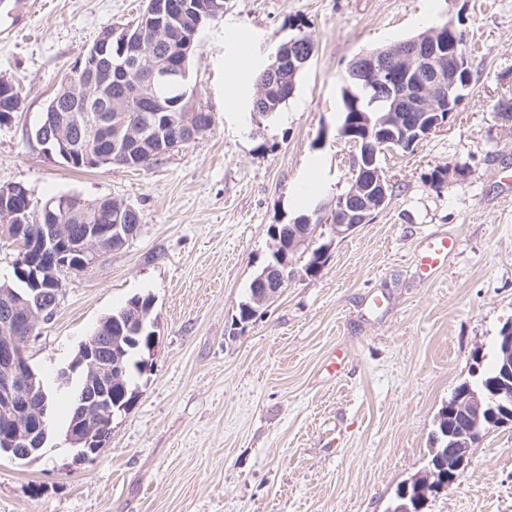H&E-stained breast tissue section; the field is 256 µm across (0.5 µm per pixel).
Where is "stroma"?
Listing matches in <instances>:
<instances>
[{
    "label": "stroma",
    "instance_id": "stroma-1",
    "mask_svg": "<svg viewBox=\"0 0 512 512\" xmlns=\"http://www.w3.org/2000/svg\"><path fill=\"white\" fill-rule=\"evenodd\" d=\"M142 7L38 0L0 43V78L23 95L0 127V185L23 182L38 201L115 198L141 215L123 250L67 280L31 366L51 379L136 294L153 296L159 334L105 448L83 457L65 443L60 402L38 458L0 455V512H387L431 458L439 409L512 319V119L499 108L512 100V0H224L191 69L211 130L147 168L74 170L35 131L73 63ZM449 20L473 73L459 107L413 150L381 155L386 208L345 238L322 227L320 271L294 257L278 299L239 323L269 226L349 187L355 150L338 129L350 61ZM300 31L315 51L294 95L253 112L232 74ZM434 235L458 246L425 279L417 255ZM422 512H512V425L486 435Z\"/></svg>",
    "mask_w": 512,
    "mask_h": 512
}]
</instances>
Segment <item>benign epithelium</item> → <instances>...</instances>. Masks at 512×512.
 I'll return each instance as SVG.
<instances>
[{
	"label": "benign epithelium",
	"instance_id": "benign-epithelium-1",
	"mask_svg": "<svg viewBox=\"0 0 512 512\" xmlns=\"http://www.w3.org/2000/svg\"><path fill=\"white\" fill-rule=\"evenodd\" d=\"M179 9L190 11L195 26L187 35H176L172 23L173 8L166 0H149L137 28L115 27L103 31L94 45L72 67L63 82L62 92L85 105L77 114L86 120L87 139L98 127L113 128L122 149L103 152L89 145L82 149L73 144L69 122L49 112L36 131L43 151L55 154L70 164L100 168L104 165H137L144 153L158 157L171 148L155 145L144 133V121L130 117L122 102L104 103L103 86L123 75L129 82L130 99L149 100L161 84L182 85L189 81V53L196 48V36L205 16L224 13L218 0H194ZM457 28L451 21L394 43L386 48L357 54L347 68L348 80L357 85L370 103H387L383 112L359 111L355 125L340 131V137L355 148L349 189L336 197L330 213L306 216L292 232L281 234L272 225L270 249L275 261L263 268L254 286L252 315L276 300L293 268L289 255L308 244L317 231L315 225L327 224L332 236L345 237L385 208L390 198V183L379 157L397 147L412 148L425 140L448 119L462 100L466 88L468 60L465 52L450 42ZM169 46V55L154 59L148 47L156 43ZM302 55L293 43L280 47L266 67L256 94L257 102H267L270 82L283 79L285 72H297L311 57ZM212 116L199 112L193 104L185 107L180 125V140L196 139L208 130ZM47 224L44 234L28 233L27 222L33 212ZM117 218L137 212L124 201L105 198L93 210L70 209L57 213L41 206L22 182L0 186V221L11 224V236L26 242L14 263L13 286L0 296V432L4 450L21 455L43 447L48 439L44 411L31 404L29 391L36 389L29 377L28 345L41 324L50 320L49 310L62 294L63 277L92 268L98 259L122 249L134 236L137 224H100L102 213ZM144 324L142 310L130 305L122 319L112 320L106 330L98 327L94 341L84 342V355L74 361L85 376L78 418L66 433L74 448L90 443V437L104 421H112L114 412L110 393L112 383H123L125 354L114 350L112 333L123 334L133 323ZM499 374L493 391L483 395L469 389L461 406L475 415L485 432L512 424V320L505 323L498 337ZM447 448L448 476L459 477L470 463L469 449Z\"/></svg>",
	"mask_w": 512,
	"mask_h": 512
}]
</instances>
